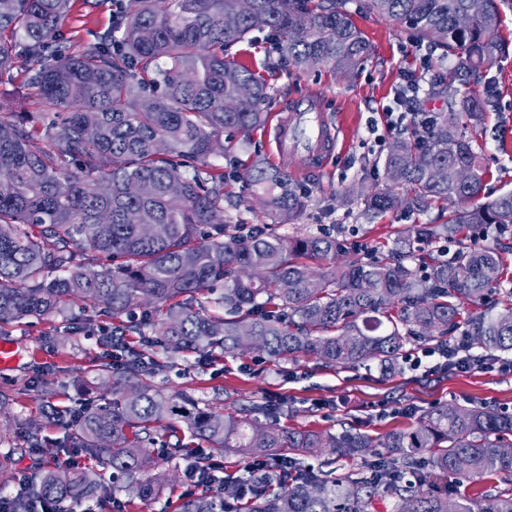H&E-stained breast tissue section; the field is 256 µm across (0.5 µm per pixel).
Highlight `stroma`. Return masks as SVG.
Wrapping results in <instances>:
<instances>
[{
	"label": "stroma",
	"mask_w": 512,
	"mask_h": 512,
	"mask_svg": "<svg viewBox=\"0 0 512 512\" xmlns=\"http://www.w3.org/2000/svg\"><path fill=\"white\" fill-rule=\"evenodd\" d=\"M71 4L64 29L75 37L78 46L86 45L87 31H107L112 0H97L92 7L85 0H71ZM347 8L371 50L368 62L349 75H340L327 66L308 72L287 69L263 36L254 44L236 48L239 61L262 75L269 85L268 113L287 109L295 96L315 91L326 95L329 112L338 114L347 127L346 142L329 161L327 171L306 168L297 158L277 164L264 129L253 133L249 148L232 150L215 157L214 162L236 176L227 187L225 214L241 215L254 227L266 224L263 214L247 211L239 202L247 193L245 168L257 154L307 193L309 206L301 218L306 228L336 231L345 243L347 256L366 259L375 256L379 246L390 244L395 229L408 224H439L448 216V203L440 202L419 215L395 211L370 223L360 219L354 206L344 200L346 188L353 184L383 183V159L400 137L399 132L386 128L394 96L408 77L427 81L436 76L441 62L432 59L430 68H423V52L406 26L376 17L360 8L358 0H349ZM471 87L479 95L492 96L495 102L476 133L486 170L484 196L493 199L512 191V149L505 145L506 138H512V53L483 67ZM71 317L66 328L60 327L54 316L26 318L0 328V341L17 343L20 352L14 366L0 369V393L10 396L8 403L0 405V457L13 459L11 469L0 475V494L13 491L20 472L34 475L52 468L55 458L68 456L74 468H92L108 503H120L123 512H173L187 487L186 460L154 459L147 474L165 479L166 484L150 500H137L113 484L112 471L102 458L90 457L80 448L74 429L46 418L48 402L78 408L101 403L108 394L104 383L87 371L91 360L101 355L103 325L78 304L72 307ZM155 382L165 395L188 391L225 414L263 407L268 394L276 393L286 404L278 418L280 427L334 434L351 430L376 437L414 423L443 403H486L512 413V372L470 370L426 376L407 370L385 377L363 368L323 370L311 357L295 362L272 360L254 349L212 359L206 367L198 356L191 355L177 360ZM34 420L42 424L41 445L26 453L22 450L23 433Z\"/></svg>",
	"instance_id": "obj_1"
}]
</instances>
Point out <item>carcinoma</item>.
Instances as JSON below:
<instances>
[{
  "mask_svg": "<svg viewBox=\"0 0 512 512\" xmlns=\"http://www.w3.org/2000/svg\"><path fill=\"white\" fill-rule=\"evenodd\" d=\"M126 0L110 30L77 51L63 31L70 0H0V86L13 81L21 58L36 66L29 97L36 111L17 112L0 95V324L62 314L81 304L112 320L100 343L136 334L171 354L236 355L254 337L259 351L295 360L312 357L324 369L377 366L396 373L418 342L447 348L456 332L482 355L512 354V290L462 316L463 298L480 301L504 273L502 247L462 243L470 228L512 240V191L480 201L481 151L459 133L462 118L480 124L489 97L458 98L483 65L503 50L496 0H365L374 15L404 24L416 37L454 58L428 83L448 111L425 134L393 142L385 171L399 182L362 186L353 203L374 220L400 207L422 213L453 194L456 209L441 224L394 231L381 258L337 262L335 235L296 226L308 206L286 175L260 156L245 169L254 204L293 233L252 232L224 218V168L206 159L232 148L224 132L246 142L267 118L268 85L228 56L238 44L267 33L297 71L329 66L357 70L370 46L347 9L348 0ZM461 13L471 15L466 28ZM51 143L42 149L37 141ZM460 169L470 172L457 182ZM333 261L330 270L321 263ZM123 375L112 363L90 365L112 380V399L96 407H53L77 430L84 447L108 456L112 474L155 493L142 478L149 448L169 459L193 454L186 436L212 454L261 457L286 448L293 457L280 491L250 498L247 512H448V496L430 474L482 482L474 496L453 500L455 512H512V489L491 484L512 473V413L486 404H442L415 423L372 438L285 430L262 423L255 409L225 415L193 395L173 398L154 389L164 367L129 348ZM326 453L313 471L297 456ZM379 457L381 473L336 474V458ZM99 484L70 467L44 470L31 497L54 507L95 497ZM176 512H226L204 491L185 496Z\"/></svg>",
  "mask_w": 512,
  "mask_h": 512,
  "instance_id": "cac0c4a2",
  "label": "carcinoma"
}]
</instances>
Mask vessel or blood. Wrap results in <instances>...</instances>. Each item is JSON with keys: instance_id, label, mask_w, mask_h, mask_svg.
<instances>
[{"instance_id": "1", "label": "vessel or blood", "mask_w": 512, "mask_h": 512, "mask_svg": "<svg viewBox=\"0 0 512 512\" xmlns=\"http://www.w3.org/2000/svg\"><path fill=\"white\" fill-rule=\"evenodd\" d=\"M269 134L278 156H297L308 166L318 167L335 151L341 131L328 122L322 97L312 94L275 114Z\"/></svg>"}]
</instances>
